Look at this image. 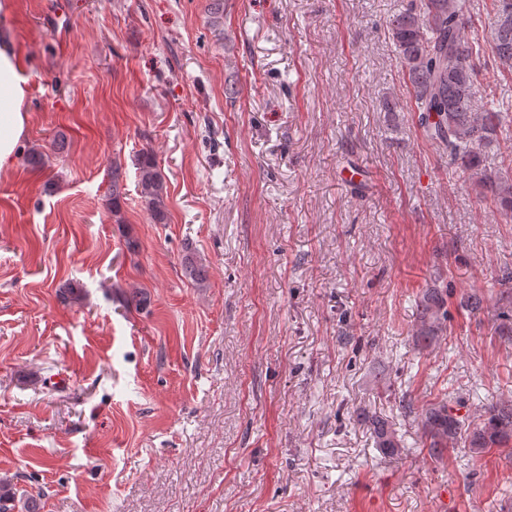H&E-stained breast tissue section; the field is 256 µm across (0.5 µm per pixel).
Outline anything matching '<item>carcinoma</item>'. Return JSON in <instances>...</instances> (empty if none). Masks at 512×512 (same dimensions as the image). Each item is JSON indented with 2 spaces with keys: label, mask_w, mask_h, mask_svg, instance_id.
Listing matches in <instances>:
<instances>
[{
  "label": "carcinoma",
  "mask_w": 512,
  "mask_h": 512,
  "mask_svg": "<svg viewBox=\"0 0 512 512\" xmlns=\"http://www.w3.org/2000/svg\"><path fill=\"white\" fill-rule=\"evenodd\" d=\"M471 0H409L405 10L386 23L388 38L407 78L417 124L427 141L443 147L448 161L466 172L480 194L489 198L500 213H512V178L482 166L481 152L497 137L503 115L480 107L475 89L481 73V50L465 34L466 13ZM495 23L489 48L501 63L512 68V0H492ZM137 191L152 220H167L165 181L154 155L148 151L136 159ZM112 213H120L121 172L112 168L109 188ZM184 272L196 282L206 278L205 265L192 256L184 259ZM448 310L442 290L428 288L420 300L419 327L415 343L432 347L446 329ZM376 446L388 457L403 454L405 446L389 423L370 419ZM422 447L432 458L465 446L474 454L512 443V401H501L473 421L454 412L448 402H439L421 414ZM36 496L16 498L10 484L0 480V512L16 507L34 512Z\"/></svg>",
  "instance_id": "1"
}]
</instances>
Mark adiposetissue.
Listing matches in <instances>:
<instances>
[{"instance_id":"adipose-tissue-1","label":"adipose tissue","mask_w":512,"mask_h":512,"mask_svg":"<svg viewBox=\"0 0 512 512\" xmlns=\"http://www.w3.org/2000/svg\"><path fill=\"white\" fill-rule=\"evenodd\" d=\"M26 80L10 41L0 42V169L11 163L28 128Z\"/></svg>"}]
</instances>
